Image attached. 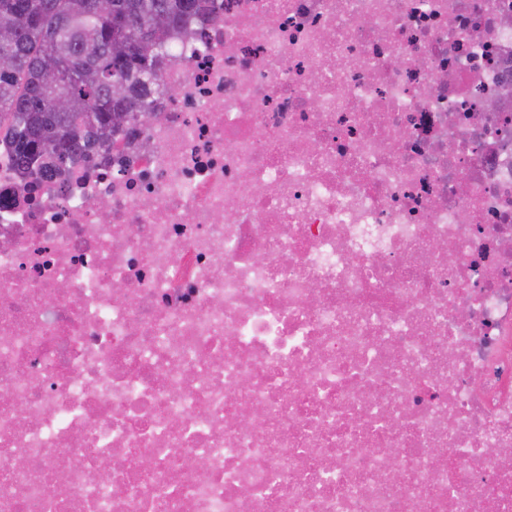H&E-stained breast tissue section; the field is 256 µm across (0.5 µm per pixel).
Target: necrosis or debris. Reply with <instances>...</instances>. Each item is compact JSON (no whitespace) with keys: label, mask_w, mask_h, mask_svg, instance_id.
I'll list each match as a JSON object with an SVG mask.
<instances>
[{"label":"necrosis or debris","mask_w":512,"mask_h":512,"mask_svg":"<svg viewBox=\"0 0 512 512\" xmlns=\"http://www.w3.org/2000/svg\"><path fill=\"white\" fill-rule=\"evenodd\" d=\"M191 27L80 172L0 144V512H512V0Z\"/></svg>","instance_id":"4bbe7bcc"}]
</instances>
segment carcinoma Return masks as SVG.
I'll use <instances>...</instances> for the list:
<instances>
[{"label":"carcinoma","mask_w":512,"mask_h":512,"mask_svg":"<svg viewBox=\"0 0 512 512\" xmlns=\"http://www.w3.org/2000/svg\"><path fill=\"white\" fill-rule=\"evenodd\" d=\"M206 12L203 0H0V56L11 59L0 67V141L16 172L70 173L108 147L100 132L112 114L150 113L165 42ZM51 70L58 82L47 91Z\"/></svg>","instance_id":"cac0c4a2"}]
</instances>
